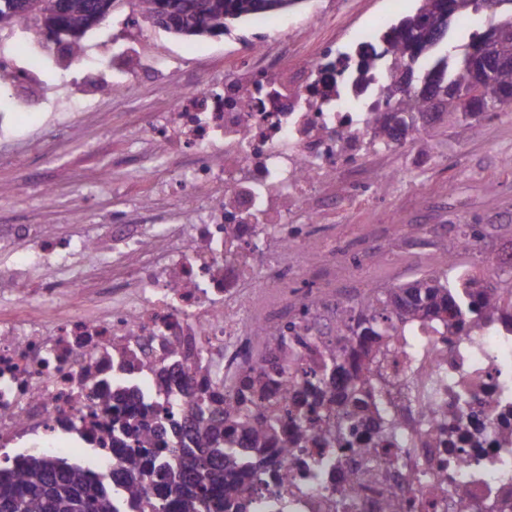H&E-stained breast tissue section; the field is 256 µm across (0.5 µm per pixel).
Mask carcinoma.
Returning <instances> with one entry per match:
<instances>
[{"mask_svg":"<svg viewBox=\"0 0 512 512\" xmlns=\"http://www.w3.org/2000/svg\"><path fill=\"white\" fill-rule=\"evenodd\" d=\"M113 4L115 0H65V6L50 17L37 12L21 14L14 10L17 0H0V30L12 28L24 20L43 27L45 19L70 32L69 57L79 60L84 54L82 38L91 29V18L98 2ZM186 0H133L138 19L150 22L178 37H204L224 32L227 24L276 11L272 4L281 0H207L208 15L200 24H176L174 15L184 9ZM414 13L401 17L380 37L382 50L360 57L354 79L362 86L367 72H379L383 88L393 106L406 103L411 112L395 121L388 111L379 112L372 120L373 141L388 146L400 134L414 127L416 114L429 109L428 98L409 96L401 84V72L416 71L421 58H426L429 77L444 85L452 81L467 86L469 72L460 61L448 55L435 56L438 42L434 32L448 27L447 15L439 11V0H418ZM474 113L466 111V103L444 96L440 100L437 120L448 128L466 123ZM462 263L456 256H446L424 269L416 278L383 292H363L351 298L348 309L340 317L343 342L329 341L324 361L318 370L305 374L303 397L295 406H281L277 412L264 410L275 405L274 394L267 391L269 382L277 381L283 365L288 363L292 337L260 329L257 339L275 347L277 366L267 374L242 377L232 394L224 400L206 401L190 394L183 395L194 415L196 444L193 448L179 440L178 422L170 410L154 428L142 429L124 425L112 430V447L121 450L119 479L122 492L95 481L76 465L43 457L23 456L11 467L0 466V512H121L125 500L148 503L151 512H244L240 500L241 485L251 478L268 483L277 461L299 443L316 435L329 436L333 429L320 422L321 410L329 404L328 394L337 376L347 372L348 395L355 396L360 386L374 375L372 358L366 350V362L349 367L345 354L354 345L367 340H383L397 323L413 322L435 316L443 321L459 318L463 327L465 314L477 312L488 316L498 313L503 304L502 289L485 280L460 274ZM476 288L463 297L460 289ZM293 423L288 431L286 423ZM229 424L245 435L241 440L224 437Z\"/></svg>","mask_w":512,"mask_h":512,"instance_id":"1","label":"carcinoma"}]
</instances>
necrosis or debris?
Segmentation results:
<instances>
[{"instance_id": "obj_1", "label": "necrosis or debris", "mask_w": 512, "mask_h": 512, "mask_svg": "<svg viewBox=\"0 0 512 512\" xmlns=\"http://www.w3.org/2000/svg\"><path fill=\"white\" fill-rule=\"evenodd\" d=\"M355 42L325 46L291 81L256 43L224 85L190 94L171 82L173 110L132 136L188 157L164 184L183 191L177 223L148 210L74 242L46 226H0V251L29 244L0 269V455L76 460L113 483V423L155 422L156 397L216 398L260 372L257 328L302 337L289 377L319 364L337 331L333 284L351 268L311 229L337 201L372 200L351 186L336 197L337 179L364 165L374 185L393 178L371 164L382 81L353 88L356 54L380 50L378 27ZM260 85L278 92L256 94ZM102 271L114 290L94 289ZM373 353L383 385L341 407L340 438L314 437L282 459L287 481L243 485L249 512H384L396 498L404 512H512V324L401 325Z\"/></svg>"}]
</instances>
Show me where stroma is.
<instances>
[{
    "mask_svg": "<svg viewBox=\"0 0 512 512\" xmlns=\"http://www.w3.org/2000/svg\"><path fill=\"white\" fill-rule=\"evenodd\" d=\"M416 7L417 0H350L344 12L337 0H300L288 12L272 14L260 31L244 20L225 35L177 38L146 23L128 26L132 7L117 0L83 39L86 55L98 61L94 67L69 63L62 45L35 31H0V51H12L19 34L29 52L55 59L40 81L15 82L4 91L14 109L0 116V225L50 224L58 235L76 239L116 210L133 215L145 205L162 214L177 211L178 192L157 193L132 173L153 161L165 180L181 169V159H155L150 145L127 137L151 115L170 111L167 77L200 92L209 80L236 75L254 41L272 45L292 36L299 58H311L322 40L381 20L394 23ZM121 74L131 75L132 83L100 94L106 80ZM472 123L470 131L432 128L426 149L413 142L384 151L377 164L397 174V181L375 206L327 212L316 235H335L348 256L361 262L360 277L383 289L413 280L429 264L427 244L388 255L365 238L366 225L445 224L453 241L456 225L469 224L481 236L483 252L467 264L498 284L489 259L512 244V167L505 164L512 157V105L499 118L479 115Z\"/></svg>",
    "mask_w": 512,
    "mask_h": 512,
    "instance_id": "stroma-1",
    "label": "stroma"
}]
</instances>
